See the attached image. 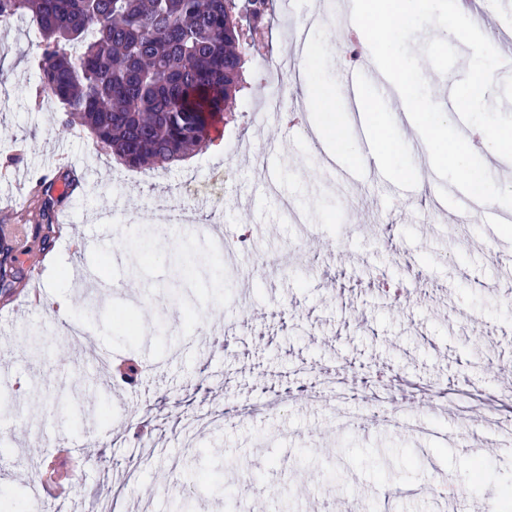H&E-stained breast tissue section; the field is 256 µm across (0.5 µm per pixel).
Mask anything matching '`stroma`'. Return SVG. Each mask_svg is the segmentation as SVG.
Here are the masks:
<instances>
[{
	"instance_id": "1",
	"label": "stroma",
	"mask_w": 512,
	"mask_h": 512,
	"mask_svg": "<svg viewBox=\"0 0 512 512\" xmlns=\"http://www.w3.org/2000/svg\"><path fill=\"white\" fill-rule=\"evenodd\" d=\"M465 14L487 15L500 31L501 56L512 57V11L494 0H464ZM265 46L250 52L249 87L237 97L233 122L215 141L168 172L120 165L86 130L60 127L56 102L40 91L41 64L26 51L35 24L26 17L0 26V225L36 229L43 207L67 219L76 237L98 245L77 250L55 241L56 265L31 272L39 241L17 250L23 280H34L41 306L25 296L0 298V512H454L460 485L470 488L474 512L512 487V434L488 446L454 441L457 426L441 406L453 381L465 415L495 414L512 404V277L488 251L494 238L512 250V226H486L481 215L442 218L432 193L375 204L393 170H422L425 153L409 144L381 170L346 182L335 166L353 158L292 135L289 153L268 152L257 128L265 96L288 89V111L305 109L303 86L329 88L348 115L343 135L357 139L360 114L340 74L363 66L366 53L355 29L339 19L351 0H271ZM324 16L308 51L313 65L300 77L268 82L269 62L284 53L280 27ZM50 184L35 197L37 182ZM213 199L200 211L198 197ZM194 211L195 225H172L168 239L190 238L184 254L167 250L154 232L164 211ZM255 228L253 248L265 264H225L215 239L236 240L242 225ZM422 271L410 283L405 264ZM106 266L109 290L78 286L74 272ZM344 268L346 283L334 268ZM138 282L135 297L130 282ZM409 283L411 299L397 306L393 288ZM499 283L496 291L488 283ZM83 324L74 343L59 308ZM238 328L230 349L215 333ZM110 352L101 369L92 351ZM141 369L137 386L117 384V368ZM337 369L348 386L363 378L399 380L403 402L397 425L358 421L359 402H311L302 394L310 370ZM290 388L278 408L262 410L207 431L197 414L225 401L252 403L260 386ZM428 392L432 403L420 405ZM112 420L86 418L88 409ZM143 428L153 450L136 481L124 483L139 449L131 433ZM193 436L195 448L182 446ZM394 449L391 476L380 472L377 449ZM68 470L72 486L57 496L39 481L44 464ZM244 491L226 498L224 489Z\"/></svg>"
}]
</instances>
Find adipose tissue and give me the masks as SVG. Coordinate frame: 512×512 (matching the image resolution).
Listing matches in <instances>:
<instances>
[{
	"instance_id": "ef3b65f1",
	"label": "adipose tissue",
	"mask_w": 512,
	"mask_h": 512,
	"mask_svg": "<svg viewBox=\"0 0 512 512\" xmlns=\"http://www.w3.org/2000/svg\"><path fill=\"white\" fill-rule=\"evenodd\" d=\"M385 78L403 105L405 115L428 147L429 167L431 172L443 174L448 167H455L464 177L465 190L477 208L503 205L505 200H512L511 186H495L485 181L481 170L475 167L471 158L477 154L479 145L495 142L499 152L512 151V131L500 129L495 137H488L483 128L473 130L472 137L463 139L448 132V92L440 90L436 99L417 105L410 99L415 85L420 83V72L411 70L399 61H391L385 69ZM305 105L310 110L319 112V128L330 146L337 152L347 155L356 154L353 141L342 137L340 130L345 119L344 113L332 112L328 90L306 88ZM363 111L366 126L377 129L376 140L380 145L376 153V163H384L396 153L401 137L399 133L384 131L380 128L379 114L382 110L380 97L373 89H364L358 102Z\"/></svg>"
}]
</instances>
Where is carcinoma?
<instances>
[{"label": "carcinoma", "instance_id": "1", "mask_svg": "<svg viewBox=\"0 0 512 512\" xmlns=\"http://www.w3.org/2000/svg\"><path fill=\"white\" fill-rule=\"evenodd\" d=\"M269 0H0V23L32 19L41 92L62 124L86 128L122 165L167 170L213 142L241 91V10ZM21 277L0 258V295Z\"/></svg>", "mask_w": 512, "mask_h": 512}]
</instances>
